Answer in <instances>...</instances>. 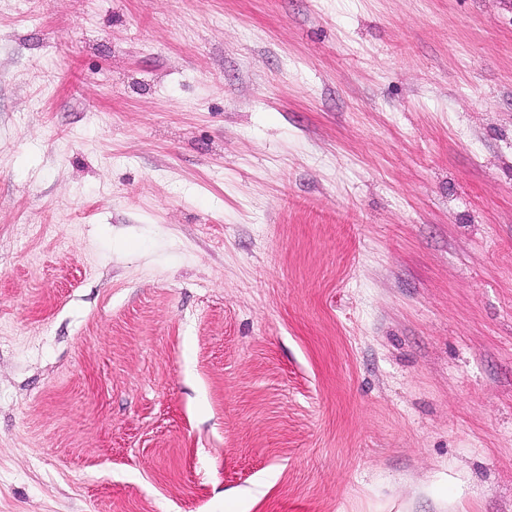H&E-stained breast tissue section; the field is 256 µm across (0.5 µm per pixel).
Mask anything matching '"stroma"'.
Wrapping results in <instances>:
<instances>
[{
  "label": "stroma",
  "instance_id": "stroma-1",
  "mask_svg": "<svg viewBox=\"0 0 512 512\" xmlns=\"http://www.w3.org/2000/svg\"><path fill=\"white\" fill-rule=\"evenodd\" d=\"M0 512H512V0H0Z\"/></svg>",
  "mask_w": 512,
  "mask_h": 512
}]
</instances>
